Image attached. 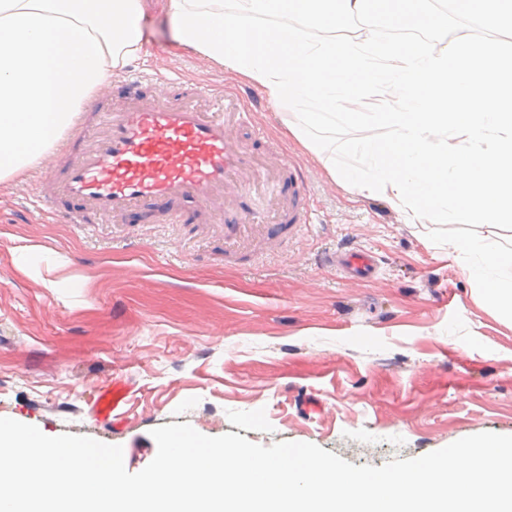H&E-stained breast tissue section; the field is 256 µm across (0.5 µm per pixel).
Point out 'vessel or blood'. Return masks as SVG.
Returning <instances> with one entry per match:
<instances>
[{
	"instance_id": "obj_1",
	"label": "vessel or blood",
	"mask_w": 512,
	"mask_h": 512,
	"mask_svg": "<svg viewBox=\"0 0 512 512\" xmlns=\"http://www.w3.org/2000/svg\"><path fill=\"white\" fill-rule=\"evenodd\" d=\"M143 87L140 76L129 77L123 110L80 114L78 123L94 132L95 145L82 150L77 135L64 136L68 156L62 167H49L36 195L38 203L63 198L81 211L115 214L159 204V222L178 224L182 216L174 201L191 200L213 210L228 192L250 194L254 153L230 138L233 126L249 124V112L229 98L216 110L188 101L174 105L147 95ZM278 174L293 185L274 211L278 228L288 235L307 223L311 210L297 187L295 167L282 164ZM335 264L341 271L366 275L374 258L349 251L337 254ZM126 401L124 384L105 387L95 403L96 421L116 418Z\"/></svg>"
}]
</instances>
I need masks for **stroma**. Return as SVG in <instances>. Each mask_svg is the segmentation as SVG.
<instances>
[{
	"instance_id": "obj_1",
	"label": "stroma",
	"mask_w": 512,
	"mask_h": 512,
	"mask_svg": "<svg viewBox=\"0 0 512 512\" xmlns=\"http://www.w3.org/2000/svg\"><path fill=\"white\" fill-rule=\"evenodd\" d=\"M142 56L96 92L87 111L117 109L127 73L152 89L236 96L265 138L268 164L287 152L314 217L291 237L263 233L224 250L210 210L177 201L187 221L102 215L73 224L36 207L37 165L0 186V417L45 435L121 446L136 473L155 457L150 432L190 424L264 446L307 442L357 465L415 458L461 438L512 435V322L486 309L449 239L512 243L477 224H405L378 198L355 197L329 173L359 166L358 127L312 131L311 153L289 136L262 91L174 45L160 10L144 21ZM37 249L27 258L23 247ZM366 250L374 277L352 281L332 263ZM61 270L48 273L50 262ZM130 388L120 422L93 417L99 390Z\"/></svg>"
}]
</instances>
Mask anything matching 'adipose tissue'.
<instances>
[{"mask_svg":"<svg viewBox=\"0 0 512 512\" xmlns=\"http://www.w3.org/2000/svg\"><path fill=\"white\" fill-rule=\"evenodd\" d=\"M148 0H0V184L24 174L78 112L144 50ZM172 40L259 87L310 131L338 121L392 130L351 149L363 164L334 172L351 194L378 197L406 224L512 223V53L461 35L444 46L380 42L383 15L446 28L425 0H162ZM489 32L512 31V0H455ZM296 14L298 26L288 25ZM364 20L363 34L331 32ZM464 268L484 306L512 320V248L468 241Z\"/></svg>","mask_w":512,"mask_h":512,"instance_id":"ef3b65f1","label":"adipose tissue"}]
</instances>
